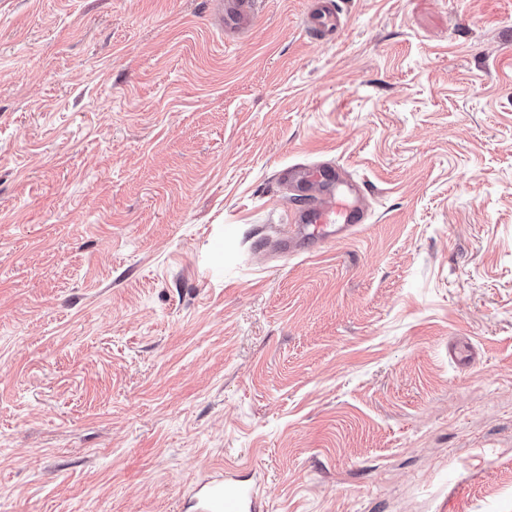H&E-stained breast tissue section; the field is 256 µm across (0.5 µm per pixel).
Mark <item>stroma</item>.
I'll list each match as a JSON object with an SVG mask.
<instances>
[{
	"instance_id": "35a3bbf8",
	"label": "stroma",
	"mask_w": 512,
	"mask_h": 512,
	"mask_svg": "<svg viewBox=\"0 0 512 512\" xmlns=\"http://www.w3.org/2000/svg\"><path fill=\"white\" fill-rule=\"evenodd\" d=\"M0 0V512H512V0ZM336 159L372 224L257 242ZM222 19L224 34L235 35L251 29L258 20L261 0H214ZM337 0H309L305 12L308 31L321 38L333 37L341 24ZM240 467H219L189 494L185 508L191 512H263L264 500L257 484L245 480Z\"/></svg>"
}]
</instances>
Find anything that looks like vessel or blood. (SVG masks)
I'll return each instance as SVG.
<instances>
[{"label": "vessel or blood", "instance_id": "1", "mask_svg": "<svg viewBox=\"0 0 512 512\" xmlns=\"http://www.w3.org/2000/svg\"><path fill=\"white\" fill-rule=\"evenodd\" d=\"M214 4L225 34L235 35L255 25L262 0H214ZM305 23L315 36H334L341 24L336 0H308ZM274 181L288 204L284 224L268 239L279 253L321 250L372 220L365 186L334 161L282 167ZM185 507L187 512H264V500L239 467L224 466L193 489Z\"/></svg>", "mask_w": 512, "mask_h": 512}]
</instances>
